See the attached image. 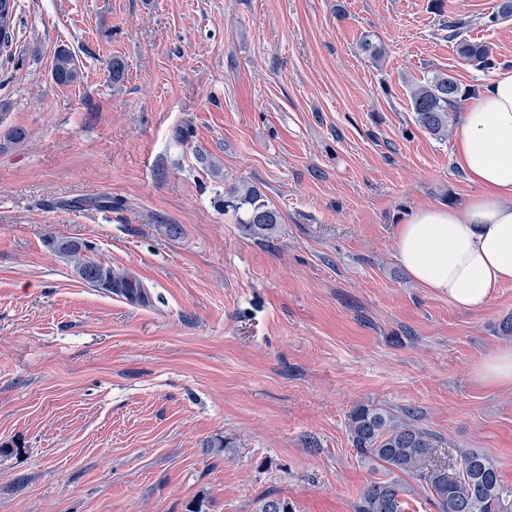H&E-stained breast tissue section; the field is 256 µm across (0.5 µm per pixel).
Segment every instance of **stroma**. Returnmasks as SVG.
Instances as JSON below:
<instances>
[{"label":"stroma","mask_w":512,"mask_h":512,"mask_svg":"<svg viewBox=\"0 0 512 512\" xmlns=\"http://www.w3.org/2000/svg\"><path fill=\"white\" fill-rule=\"evenodd\" d=\"M500 3L17 0L0 52V512H257L266 496L356 512L391 477L350 442L362 404L414 412L440 459L479 450L512 485V385L478 372L512 349V284L464 311L396 257L407 216L476 191L454 161L462 111L438 139L410 90L493 80L450 17L511 70L512 17L477 22ZM239 184L279 209L269 241L225 211ZM63 239L144 299L84 281ZM457 52L467 65L477 70L488 72L499 65L491 48L483 42L461 39L457 44ZM52 78L56 84L69 85L78 76V70L73 55L67 49H59L52 64Z\"/></svg>","instance_id":"stroma-1"}]
</instances>
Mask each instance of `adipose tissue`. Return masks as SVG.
I'll use <instances>...</instances> for the list:
<instances>
[{"label": "adipose tissue", "mask_w": 512, "mask_h": 512, "mask_svg": "<svg viewBox=\"0 0 512 512\" xmlns=\"http://www.w3.org/2000/svg\"><path fill=\"white\" fill-rule=\"evenodd\" d=\"M455 148L456 164L477 193L461 208L412 212L396 252L416 283L474 310L512 283V71L500 72L465 110Z\"/></svg>", "instance_id": "1"}]
</instances>
